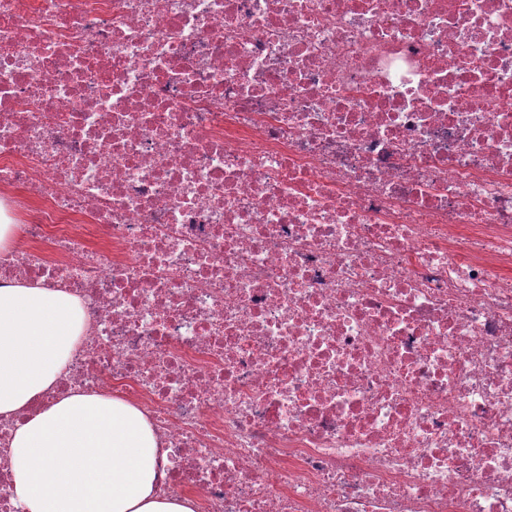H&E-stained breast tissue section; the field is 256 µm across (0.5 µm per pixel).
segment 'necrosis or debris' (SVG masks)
Returning a JSON list of instances; mask_svg holds the SVG:
<instances>
[{
	"mask_svg": "<svg viewBox=\"0 0 512 512\" xmlns=\"http://www.w3.org/2000/svg\"><path fill=\"white\" fill-rule=\"evenodd\" d=\"M0 286L194 512H512V0H0Z\"/></svg>",
	"mask_w": 512,
	"mask_h": 512,
	"instance_id": "1",
	"label": "necrosis or debris"
}]
</instances>
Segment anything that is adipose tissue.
I'll list each match as a JSON object with an SVG mask.
<instances>
[{
	"label": "adipose tissue",
	"instance_id": "adipose-tissue-1",
	"mask_svg": "<svg viewBox=\"0 0 512 512\" xmlns=\"http://www.w3.org/2000/svg\"><path fill=\"white\" fill-rule=\"evenodd\" d=\"M84 326L80 300L63 289L0 287V415L54 385ZM159 454L136 406L75 393L18 426L10 460L27 512H193L189 501L158 493Z\"/></svg>",
	"mask_w": 512,
	"mask_h": 512
}]
</instances>
